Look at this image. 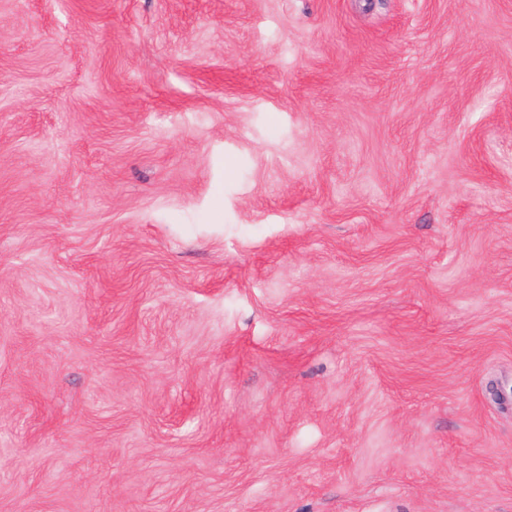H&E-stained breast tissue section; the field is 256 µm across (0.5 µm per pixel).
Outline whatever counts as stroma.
I'll list each match as a JSON object with an SVG mask.
<instances>
[{"label": "stroma", "instance_id": "35a3bbf8", "mask_svg": "<svg viewBox=\"0 0 512 512\" xmlns=\"http://www.w3.org/2000/svg\"><path fill=\"white\" fill-rule=\"evenodd\" d=\"M0 512H512V0H0Z\"/></svg>", "mask_w": 512, "mask_h": 512}]
</instances>
